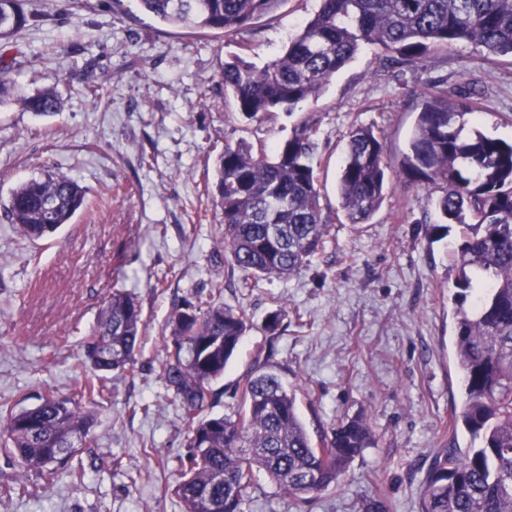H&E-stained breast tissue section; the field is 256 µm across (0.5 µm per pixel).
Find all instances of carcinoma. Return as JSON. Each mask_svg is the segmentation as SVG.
Masks as SVG:
<instances>
[{"instance_id":"obj_1","label":"carcinoma","mask_w":512,"mask_h":512,"mask_svg":"<svg viewBox=\"0 0 512 512\" xmlns=\"http://www.w3.org/2000/svg\"><path fill=\"white\" fill-rule=\"evenodd\" d=\"M24 0H0V41L37 22ZM140 9L176 28L230 36L274 13L285 0H136ZM459 42L474 43L492 58L512 59V0H321L320 8L288 39V46L258 67L241 56L224 63V105L246 119L318 100L338 71L365 45L397 54L396 63L426 70ZM0 67V105L12 96L28 112L58 111L53 86L33 94L15 89ZM421 97L409 152L399 179L440 189L444 237L461 226L462 242L448 255L457 270L455 366L462 403L451 418L470 446L446 448L427 470L420 512H512V144L468 127L478 103L465 91L429 86ZM320 128L306 121L272 152L241 141L224 145L213 162V202L224 223L225 261L253 277H285L307 266L329 240L332 220L320 205L311 162ZM384 138L354 125L347 135L337 181L339 207L349 224H367L390 189ZM88 207L83 188L46 174L20 182L6 218L32 241L48 238ZM162 336L166 358L159 376L173 387L187 430L177 494L183 512H242L264 471L285 493L300 498L335 484L374 442L361 418L342 422L314 445L298 412L295 392L261 368L238 383L234 415L211 412L212 384L237 353L247 331L242 311L208 300L176 308ZM145 335L138 301L115 288L85 338L91 373L73 395L48 390L40 403L0 406L4 444L21 475L39 472L50 488L78 448L91 440L82 401L104 398V374L134 364Z\"/></svg>"}]
</instances>
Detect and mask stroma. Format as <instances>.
Wrapping results in <instances>:
<instances>
[{"label":"stroma","mask_w":512,"mask_h":512,"mask_svg":"<svg viewBox=\"0 0 512 512\" xmlns=\"http://www.w3.org/2000/svg\"><path fill=\"white\" fill-rule=\"evenodd\" d=\"M319 5L284 0L225 38L168 26L132 0H26L42 21L0 46V59L23 58L11 71L17 85H56L62 107L50 115L0 108V404L30 406L49 389L70 395L88 371L85 333L113 289L136 297L147 340L132 370L108 374L105 401L88 407L95 440L71 460L84 469L81 481L63 477L48 488L37 473L20 477L0 444V512H182L187 431L159 376L160 337L175 309L199 297L218 296L249 324L213 386V413H234L235 388L269 343L268 363L295 389L313 440L355 416L375 436L337 484L305 501L257 472L244 512H365L375 500L386 512H419L432 458L466 448L468 434L449 426L461 397L448 248L460 229L430 235L432 194L399 180L370 223H342L336 182L354 124L382 131L398 166L428 82L469 86L480 104L471 126L511 142L512 59L460 43L413 73L367 45L317 102L253 120L225 106V61L242 54L263 65ZM89 77L107 83L100 103L84 92ZM308 120L320 127L314 160L331 235L299 273L242 287L220 247L223 215L207 193L214 175L204 161L241 140L274 147ZM47 173L77 182L91 207L32 242L4 210L20 181ZM277 311L285 317L272 335Z\"/></svg>","instance_id":"1"}]
</instances>
